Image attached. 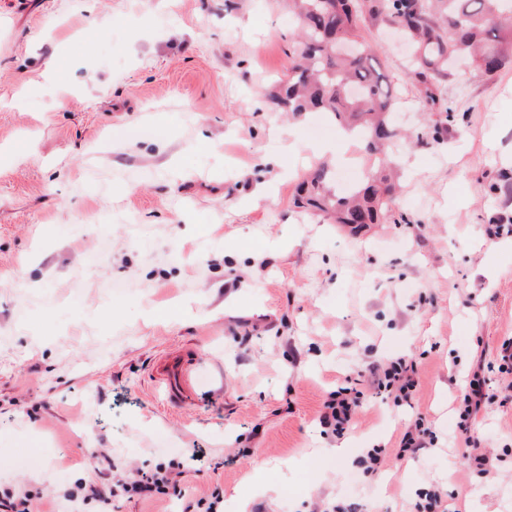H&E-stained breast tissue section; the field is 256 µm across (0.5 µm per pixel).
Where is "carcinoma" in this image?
<instances>
[{
	"instance_id": "obj_1",
	"label": "carcinoma",
	"mask_w": 512,
	"mask_h": 512,
	"mask_svg": "<svg viewBox=\"0 0 512 512\" xmlns=\"http://www.w3.org/2000/svg\"><path fill=\"white\" fill-rule=\"evenodd\" d=\"M298 31L288 38L295 65L288 80L275 84L267 105L300 117L328 112L354 133L367 165L362 180L335 191L320 166L299 184L295 204L335 224L361 230L380 224L392 211L393 187L385 174L386 154L398 139L391 112L395 96L381 64L361 36L367 23L397 26L407 45L425 111L436 114L433 136L454 119V109L436 95L462 59L492 76L508 62L512 45V0H289Z\"/></svg>"
}]
</instances>
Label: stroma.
<instances>
[{"label":"stroma","instance_id":"1","mask_svg":"<svg viewBox=\"0 0 512 512\" xmlns=\"http://www.w3.org/2000/svg\"><path fill=\"white\" fill-rule=\"evenodd\" d=\"M0 0V490L43 493L69 512L88 456L153 463L199 442L217 469L185 465V500L116 502L112 512H183L258 473L276 486L249 512H311L316 498L357 512H411L421 490L450 512H512V375L487 371L512 339V64L449 78L455 118L427 131L406 50L364 36L397 87L395 219L360 232L293 205L317 164L333 182L365 165L337 144L329 113L264 105L290 68L288 0ZM338 145V153L327 145ZM130 297L114 301L112 283ZM190 358L181 403L153 376ZM418 365L408 404L366 388L343 437L321 432L330 391L373 362ZM487 372L473 416L457 397ZM436 435L417 457L402 434ZM388 450L381 474L356 465ZM488 449L495 477L470 467ZM341 455H332V448ZM238 454L231 466L223 459ZM486 380L485 377L475 372L472 379L468 383V387L464 396V408L460 411L459 429L463 434L471 433L470 418L474 408H477L483 399L486 398Z\"/></svg>","mask_w":512,"mask_h":512}]
</instances>
